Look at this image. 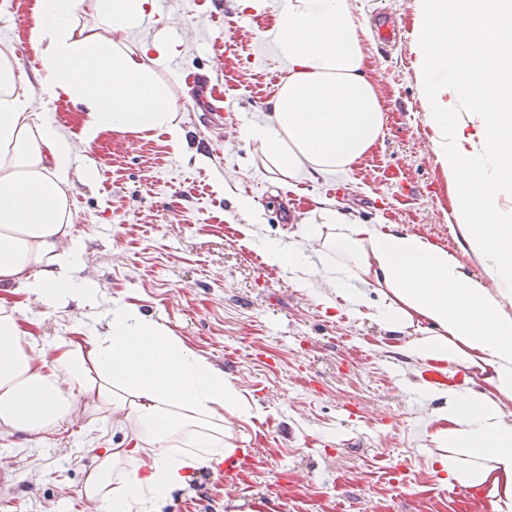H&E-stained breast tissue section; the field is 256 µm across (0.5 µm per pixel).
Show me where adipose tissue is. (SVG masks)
Listing matches in <instances>:
<instances>
[{
  "instance_id": "1",
  "label": "adipose tissue",
  "mask_w": 512,
  "mask_h": 512,
  "mask_svg": "<svg viewBox=\"0 0 512 512\" xmlns=\"http://www.w3.org/2000/svg\"><path fill=\"white\" fill-rule=\"evenodd\" d=\"M80 8L96 26L79 25ZM154 12V0H36L38 92L82 103L84 142L160 131L181 145L176 100L159 77L180 43L164 27L128 39ZM267 34L288 74L245 137L283 180L350 170L378 142L384 116L350 0H287ZM413 50L460 253L360 223L323 199L300 225L301 244L270 242L265 253L271 266L320 277L324 306L344 299L405 335L398 351L410 361L481 376L484 390L449 385L435 411V472L445 485L488 486L497 512H512V0H418ZM31 101L14 53L1 50L0 291L52 309L93 307L100 290L77 275L84 243L72 233L68 189L74 171L88 179L94 167L79 164L70 137ZM326 224L333 234L322 233ZM329 250L335 266H307V252ZM467 256L484 278L467 273ZM91 410L125 437L98 449L84 496L99 512H159L193 469L235 455L224 416L251 407L223 371L136 306L113 307L104 335L76 329L43 346L20 303L0 298V431L35 436Z\"/></svg>"
}]
</instances>
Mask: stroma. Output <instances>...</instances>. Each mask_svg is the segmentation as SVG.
<instances>
[{
    "instance_id": "1",
    "label": "stroma",
    "mask_w": 512,
    "mask_h": 512,
    "mask_svg": "<svg viewBox=\"0 0 512 512\" xmlns=\"http://www.w3.org/2000/svg\"><path fill=\"white\" fill-rule=\"evenodd\" d=\"M158 0L162 25L181 42L161 71L187 131L182 148L159 132L79 139L82 111L70 100L38 99L93 160V181L73 177V233L85 243L79 277L102 292L97 308L71 302L51 309L30 303L25 326L49 344L77 328L103 334L113 305L132 304L165 320L183 342L221 369L249 401L248 417L225 416L232 442L251 460L238 477L217 463L193 470L161 512H448L461 486H442L439 450L428 421L439 398L415 384L428 375L395 347L400 338L346 303L326 307L317 289L265 261L270 240L299 242V225L316 200L351 211L380 228L396 224L451 252L452 192L423 117L410 42L383 54L374 16L395 15L412 32L415 0H350L367 32L366 75L385 108V128L372 150L344 173L285 185L265 168L257 143L240 132L263 120L288 66L265 32L286 0H266L261 14L223 0ZM34 0L0 11V50H13L26 75L38 53L27 33ZM253 203L251 217L235 206ZM122 434L103 415L85 416L39 437L0 433V467L14 490L0 512H97L83 495L96 449Z\"/></svg>"
}]
</instances>
